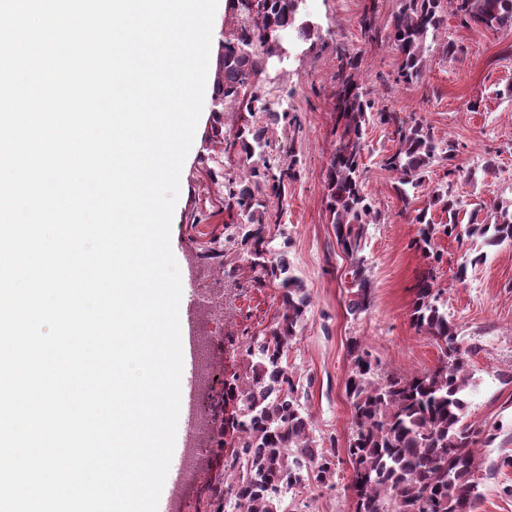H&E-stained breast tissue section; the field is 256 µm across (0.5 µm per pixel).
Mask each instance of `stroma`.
Returning a JSON list of instances; mask_svg holds the SVG:
<instances>
[{"mask_svg": "<svg viewBox=\"0 0 512 512\" xmlns=\"http://www.w3.org/2000/svg\"><path fill=\"white\" fill-rule=\"evenodd\" d=\"M369 6L375 7L379 25L386 26L400 0H306L299 16L319 30L324 48L312 50L305 43L287 40L283 59L273 58L267 64L278 100L301 126L297 142L301 174L288 190L282 222L288 257L310 293L311 305L302 332L288 349V363L309 386L305 406L314 435L323 447L336 449L335 487L308 480L296 497L294 512H353L348 488L352 468L346 455L351 436V403L345 393L350 339H362L383 368L392 372L409 375L438 364L439 348L409 320L417 277L430 267L467 352L472 383L468 421L496 435L493 442L474 447L483 495L479 512H512V465L500 464L503 457L512 458V243L487 248L477 238L459 241L440 235L435 248L442 260L431 264L413 244L419 227L410 223L393 189L395 177L381 162L394 147L392 130L371 125L366 131L363 178L381 221L370 225L364 255L374 303L368 312L354 315L347 309L350 262L336 244L325 204L326 169L335 141L333 77L340 45L362 51L363 77L378 104L405 116H420L437 138L457 143L455 162L472 173L471 179L453 185L463 211L512 200V97L507 94L512 87V57L503 55L512 45V31H476L449 17L448 33L466 47V54L454 60L434 52L416 82L397 85L390 78L397 66L390 45L368 48L361 39L359 19ZM216 95V77L211 74L182 168L171 228V248L181 275L182 314L192 313L196 306L199 274L224 285V325L211 346L215 375L201 399L211 441L206 451L194 456L197 478L173 499L175 512H211L209 502L224 473L227 453L220 445L224 380L243 367L238 350L243 334H261L276 322L280 311L277 286L260 283L246 261L206 255L211 240L222 237L229 222L223 175L236 168L224 153V141L234 133L233 115L216 112ZM489 157L497 165L492 176L482 170ZM462 265L467 275L460 280L456 272Z\"/></svg>", "mask_w": 512, "mask_h": 512, "instance_id": "stroma-1", "label": "stroma"}]
</instances>
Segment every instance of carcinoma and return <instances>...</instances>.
<instances>
[{"mask_svg": "<svg viewBox=\"0 0 512 512\" xmlns=\"http://www.w3.org/2000/svg\"><path fill=\"white\" fill-rule=\"evenodd\" d=\"M238 4L247 24L224 43L217 89L226 99L245 101L250 116L263 112L266 124H242L225 140L224 152L245 158L244 174L224 178V209L234 220L235 232L224 237V249L212 248L210 255L246 256L263 281L281 288L282 313L267 331L245 337L240 345L245 368L226 382L234 411L224 485L235 512H285L288 493L306 480L336 485V449L319 447L311 435L302 402L305 389L288 366V348L299 336L311 304L307 288L277 242L284 236L280 226L288 187L300 175L295 138L273 148L270 126L290 123L289 113L274 110L252 83L266 55L275 50L276 39L296 27L299 9L296 0H264L254 12L247 0ZM448 5L469 26L512 29V0H402L387 37L398 57L395 82L408 85L416 80L436 48L451 58L463 52L456 41L440 38L448 25ZM360 27L365 42L377 40L374 16L364 14ZM336 55V147L327 167L326 208L337 245L352 265L347 307L359 315L371 309L374 299L361 256L363 239L368 225L380 221L362 181L369 125L393 128L396 148L382 162L395 174L394 190L407 205L434 162L451 163L448 183L435 188L428 205L410 215L411 223L420 225L416 245L433 261H441L434 250L439 234L458 239L479 236L489 246L512 242V203L493 204L491 222L479 219L477 211L467 223L460 222L452 192L453 179L464 173L454 164L457 146L436 138L422 119L409 121L393 109L377 107L361 80V52L341 46ZM435 209L446 214L448 222H435ZM410 321L440 349L437 367L407 376L385 374L366 345L355 340L349 348L345 392L353 430L346 452L352 466L354 512H478L481 494L474 479L478 465L472 445L483 430L466 422L467 361L431 268L418 280ZM485 441H493V436L485 435Z\"/></svg>", "mask_w": 512, "mask_h": 512, "instance_id": "1", "label": "carcinoma"}]
</instances>
